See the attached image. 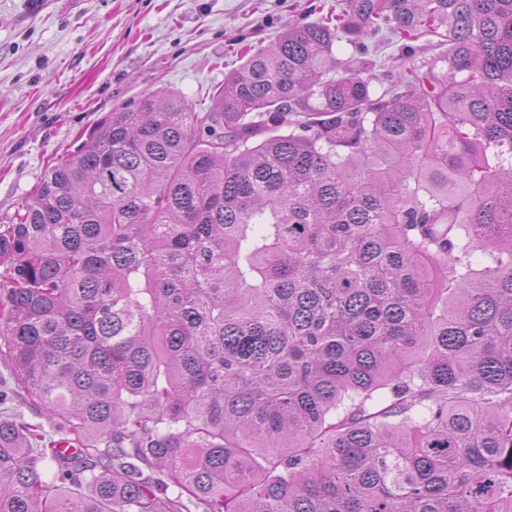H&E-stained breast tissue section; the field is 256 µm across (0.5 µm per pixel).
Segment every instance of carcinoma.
Segmentation results:
<instances>
[{"label": "carcinoma", "instance_id": "carcinoma-1", "mask_svg": "<svg viewBox=\"0 0 512 512\" xmlns=\"http://www.w3.org/2000/svg\"><path fill=\"white\" fill-rule=\"evenodd\" d=\"M0 340L80 445L0 419V512H512V0L109 113L0 224Z\"/></svg>", "mask_w": 512, "mask_h": 512}]
</instances>
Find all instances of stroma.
Masks as SVG:
<instances>
[{
  "instance_id": "stroma-1",
  "label": "stroma",
  "mask_w": 512,
  "mask_h": 512,
  "mask_svg": "<svg viewBox=\"0 0 512 512\" xmlns=\"http://www.w3.org/2000/svg\"><path fill=\"white\" fill-rule=\"evenodd\" d=\"M336 0H0V220L109 113L166 89L208 107L243 45L267 44ZM56 424L0 357V418Z\"/></svg>"
}]
</instances>
